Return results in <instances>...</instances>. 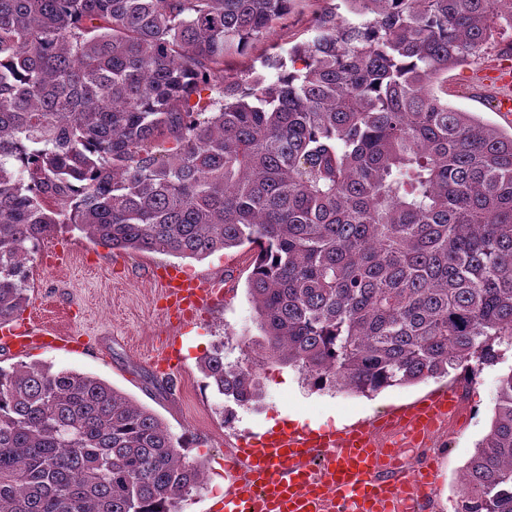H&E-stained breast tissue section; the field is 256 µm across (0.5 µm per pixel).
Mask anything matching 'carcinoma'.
I'll return each mask as SVG.
<instances>
[{"mask_svg": "<svg viewBox=\"0 0 512 512\" xmlns=\"http://www.w3.org/2000/svg\"><path fill=\"white\" fill-rule=\"evenodd\" d=\"M293 0H0V326L59 224L112 250L256 248L261 358L377 393L512 347V131L435 87L512 0H343L312 41L226 66ZM207 95H202V92ZM197 100H192V97ZM201 372L259 401L253 361ZM183 443L86 373L0 368V512H181ZM456 512H512V367Z\"/></svg>", "mask_w": 512, "mask_h": 512, "instance_id": "cac0c4a2", "label": "carcinoma"}]
</instances>
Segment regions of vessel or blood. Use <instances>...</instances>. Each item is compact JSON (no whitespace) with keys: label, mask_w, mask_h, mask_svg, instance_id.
I'll use <instances>...</instances> for the list:
<instances>
[{"label":"vessel or blood","mask_w":512,"mask_h":512,"mask_svg":"<svg viewBox=\"0 0 512 512\" xmlns=\"http://www.w3.org/2000/svg\"><path fill=\"white\" fill-rule=\"evenodd\" d=\"M168 297L180 311L218 300L220 289L202 280L171 277ZM456 409L453 391L428 397L392 423L408 429L432 430ZM375 430L357 424L336 432H290L269 441L245 444L229 463L232 487L220 503L221 512H392L401 499L417 503L435 489L436 471L426 463L393 473L397 449L383 450Z\"/></svg>","instance_id":"vessel-or-blood-1"}]
</instances>
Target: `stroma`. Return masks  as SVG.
I'll return each mask as SVG.
<instances>
[{
	"instance_id": "1",
	"label": "stroma",
	"mask_w": 512,
	"mask_h": 512,
	"mask_svg": "<svg viewBox=\"0 0 512 512\" xmlns=\"http://www.w3.org/2000/svg\"><path fill=\"white\" fill-rule=\"evenodd\" d=\"M324 6V0H294L287 20L252 45L249 60L283 53L310 40L309 18ZM500 63L512 66L510 29L485 46L480 63L449 71L448 104L508 130L512 116L497 112L498 88L481 78L485 68ZM253 259L254 251L246 245L202 259L114 252L71 225H59L30 263V300L21 315L23 321L37 322L58 338L37 341L21 353L0 348V368L40 363L92 374L151 409L172 434L181 437L187 460L204 472L201 489L184 503L182 512H211L231 483L225 449L265 435L267 424L285 430L296 416L306 424L322 420L340 428L381 418L396 407L450 389L459 394L463 418L429 443L436 489L424 512H455L460 472L490 428L499 378L504 365L512 364V349L506 351L504 364L481 366L469 382L456 370L370 396L316 391L302 382L297 370L263 362L256 367L260 402L235 405L209 386L199 362L217 346L223 347L226 361L234 362L262 343L248 295ZM168 269L219 282L222 299L192 318H170L162 278ZM162 351L179 355L167 375L157 373L152 362ZM226 410L234 414L228 422L222 418Z\"/></svg>"
}]
</instances>
